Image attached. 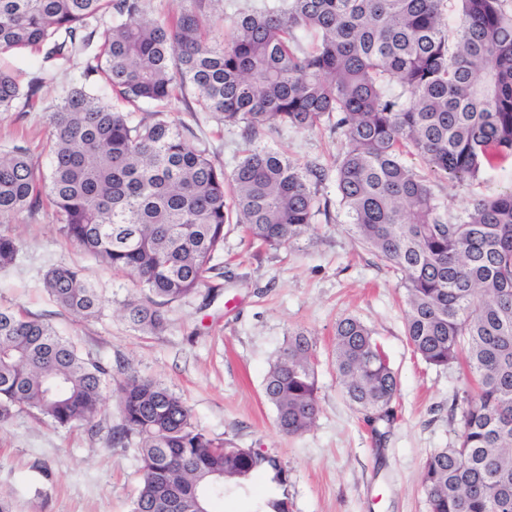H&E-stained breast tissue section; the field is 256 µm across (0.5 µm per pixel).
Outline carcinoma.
<instances>
[{
    "label": "carcinoma",
    "mask_w": 512,
    "mask_h": 512,
    "mask_svg": "<svg viewBox=\"0 0 512 512\" xmlns=\"http://www.w3.org/2000/svg\"><path fill=\"white\" fill-rule=\"evenodd\" d=\"M216 0H183L172 20L145 18L150 0H0V54L33 48L44 59L99 51V75L131 107L135 122L87 85L48 106V170L28 151L0 150V218L39 204L56 208L60 233L138 296L125 304L137 330L166 329L165 307L199 292L234 225L271 249L291 244L319 214L328 172L253 145L279 126L327 122L343 138L336 160L339 205L360 243L405 289V336L434 367L465 357L475 392L465 394L457 441L427 459L421 485L429 512H512V191L480 199L448 223L432 185L404 162L416 152L451 180L474 179L512 159V8L507 0H459L453 44L446 0H271L210 37ZM46 76L22 89L0 68V112L37 96ZM191 92L203 112L242 126L248 145L231 174L189 145L163 108ZM19 251L0 235V270ZM44 287L64 311L94 317L102 290L79 270L56 265ZM333 364L343 395L370 422L390 424L398 377L360 319L336 322ZM316 346L287 336L263 393L279 432L310 430L319 412ZM109 392L120 423L107 445H135L141 482L131 512H170L167 487L182 488L180 512H214L259 473L281 484L278 461L210 436L186 402L159 380L116 378L52 323L0 309V426L34 412L55 428L94 432ZM253 512H289L267 498Z\"/></svg>",
    "instance_id": "1"
}]
</instances>
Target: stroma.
Masks as SVG:
<instances>
[{"label": "stroma", "mask_w": 512, "mask_h": 512, "mask_svg": "<svg viewBox=\"0 0 512 512\" xmlns=\"http://www.w3.org/2000/svg\"><path fill=\"white\" fill-rule=\"evenodd\" d=\"M85 62L82 54L47 62L29 49L0 54V65L21 85L40 73L49 75L38 106L0 112V147H25L40 166H48L47 105L63 88L87 82L101 96H113L99 78H86ZM166 115L185 126L191 145L207 149L215 164L232 172L246 148L240 128L224 126L216 114L188 110L182 101L173 102ZM259 142L299 164L329 170L341 149L326 127L268 130ZM404 161L433 182L452 222L474 200L512 191L510 161L461 182L437 178L417 155H405ZM319 197L328 201L329 216H317L290 247L260 249L239 230H230L215 258L222 272L215 289L169 306L167 327L158 335L130 327L123 305L135 294L132 282L67 241L53 205L41 202L0 219V233L19 243L13 265L0 272V308L51 322L83 351L112 365L114 376L162 379L210 436L277 458L286 484L258 477L246 492L227 497L222 512H251L260 497L287 498L290 512H428L421 473L435 449L457 439L448 413L467 387L466 371L457 363L430 366L414 354L404 334L403 288L355 238L334 180L320 186ZM58 264L78 267L102 288L101 317L83 319L53 303L42 279ZM348 315L373 331L398 375L394 420L381 440L336 383L334 330ZM297 329L310 332L316 342L320 411L310 431L287 437L276 428L263 380L288 333ZM139 469L134 448L107 447L104 435L81 427L57 429L29 412L0 427V497L11 498L15 512H130Z\"/></svg>", "instance_id": "obj_1"}]
</instances>
